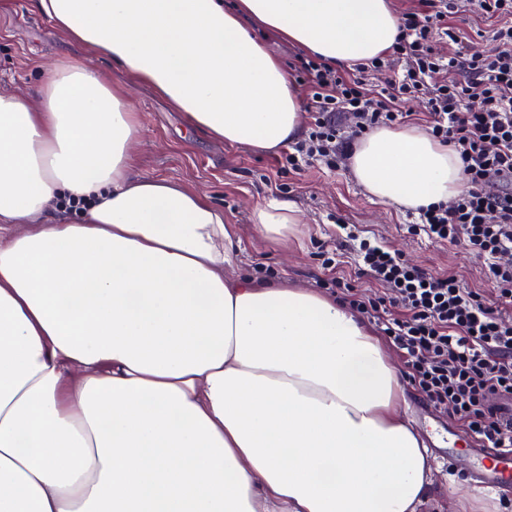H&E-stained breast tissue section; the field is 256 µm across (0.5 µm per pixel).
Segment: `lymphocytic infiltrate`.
Listing matches in <instances>:
<instances>
[{
    "label": "lymphocytic infiltrate",
    "instance_id": "1",
    "mask_svg": "<svg viewBox=\"0 0 512 512\" xmlns=\"http://www.w3.org/2000/svg\"><path fill=\"white\" fill-rule=\"evenodd\" d=\"M474 7L495 23L494 54L456 46L449 21L460 11L458 0H416L401 17L391 53L369 65L344 73L319 58H300L310 130L284 160L292 169L312 161L335 166L359 135L404 121L402 103L423 100L432 134L463 163L466 188L452 202L420 209L417 229L486 260L499 298L511 305L512 0H475ZM442 36L453 43L445 54L435 49ZM372 70L389 75L381 90L369 84ZM348 237L358 244L362 273L384 295L334 277L321 287L340 289L350 309L379 321L429 406L449 412L489 447L511 449L512 423L489 399L512 396V320L454 276L432 275L359 232Z\"/></svg>",
    "mask_w": 512,
    "mask_h": 512
}]
</instances>
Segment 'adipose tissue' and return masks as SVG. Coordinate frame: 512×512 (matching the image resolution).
I'll return each mask as SVG.
<instances>
[{"label":"adipose tissue","mask_w":512,"mask_h":512,"mask_svg":"<svg viewBox=\"0 0 512 512\" xmlns=\"http://www.w3.org/2000/svg\"><path fill=\"white\" fill-rule=\"evenodd\" d=\"M35 5L194 129L258 151L297 140L303 112L248 23L342 66L400 36L392 0ZM40 95L0 94V512H418L430 455L377 336L335 299L229 276L223 209L134 174L122 82L72 60ZM348 162L410 211L465 186L423 127L373 129ZM300 221L277 197L252 214L282 241Z\"/></svg>","instance_id":"1"}]
</instances>
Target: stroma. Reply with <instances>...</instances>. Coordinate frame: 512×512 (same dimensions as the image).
I'll return each mask as SVG.
<instances>
[{
    "instance_id": "1",
    "label": "stroma",
    "mask_w": 512,
    "mask_h": 512,
    "mask_svg": "<svg viewBox=\"0 0 512 512\" xmlns=\"http://www.w3.org/2000/svg\"><path fill=\"white\" fill-rule=\"evenodd\" d=\"M76 58L104 73L112 71L104 58L54 31L33 0H0V93L18 94L38 105V90L48 67ZM124 86L142 127L135 149L136 173L201 191L223 209L225 223L234 225L239 239L233 275L254 278L267 268L274 280L313 290L333 273L348 282L361 281L350 251H340L335 270L322 264L338 233L337 225L343 222L374 234L430 274L455 276L487 306L501 308L504 318H512V305L501 306L482 258L463 244L434 242L413 233L412 213L367 195L347 160H340L333 169L314 161L291 170L282 167L280 150L258 152L214 140L193 129L146 85L128 79ZM272 196L294 202L302 216L298 233L285 242L261 237L251 221L253 209ZM361 283L366 293L382 292L376 284ZM406 393L408 418L421 437L435 429L447 431L454 439L465 436L461 423L432 409L414 386H407ZM431 454L436 463L434 486L420 512H496L497 505L512 497L499 491L490 499L484 489L475 487L468 455L445 454L436 448Z\"/></svg>"
}]
</instances>
